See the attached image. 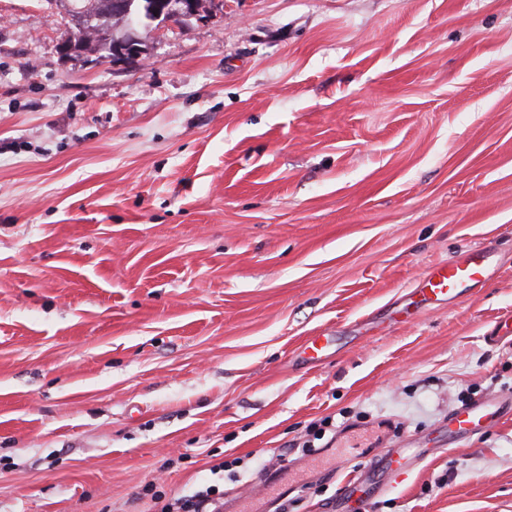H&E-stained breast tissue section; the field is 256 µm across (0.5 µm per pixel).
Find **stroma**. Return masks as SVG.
Returning a JSON list of instances; mask_svg holds the SVG:
<instances>
[{"label": "stroma", "mask_w": 512, "mask_h": 512, "mask_svg": "<svg viewBox=\"0 0 512 512\" xmlns=\"http://www.w3.org/2000/svg\"><path fill=\"white\" fill-rule=\"evenodd\" d=\"M71 32L0 0V512L278 463L325 512L391 429L418 463L338 512H512V418L444 445L512 394V0H224L117 67ZM475 246L492 280L421 301ZM505 404L512 411V399L508 396L470 404L453 413L448 418V447L482 434L488 422L505 415Z\"/></svg>", "instance_id": "1"}]
</instances>
